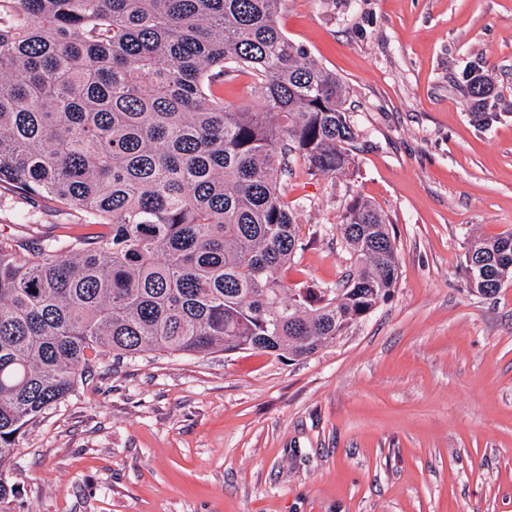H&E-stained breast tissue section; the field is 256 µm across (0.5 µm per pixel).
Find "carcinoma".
<instances>
[{
	"label": "carcinoma",
	"mask_w": 512,
	"mask_h": 512,
	"mask_svg": "<svg viewBox=\"0 0 512 512\" xmlns=\"http://www.w3.org/2000/svg\"><path fill=\"white\" fill-rule=\"evenodd\" d=\"M283 0H0V185L80 214L78 235L0 237V512L27 427L100 356L255 349L308 357L395 288L389 219L352 197L339 288L287 287L303 248L288 176L355 165L346 89L280 28ZM251 76L260 108L224 102ZM460 88L485 127L494 88ZM100 226L99 232L89 228ZM512 233L472 243L483 295Z\"/></svg>",
	"instance_id": "cac0c4a2"
}]
</instances>
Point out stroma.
Masks as SVG:
<instances>
[{
  "mask_svg": "<svg viewBox=\"0 0 512 512\" xmlns=\"http://www.w3.org/2000/svg\"><path fill=\"white\" fill-rule=\"evenodd\" d=\"M280 26L347 90L355 165L296 166L291 288L338 283L346 201L390 221L392 295L308 357L105 356L20 441L12 512H512V282L465 253L512 231V0H285ZM489 75L471 119L454 77ZM76 214L0 188V236ZM460 88L474 104L473 119L483 127L497 118L496 113L488 111V99L494 94V88L487 78L480 72V68L473 66L465 68L462 72ZM512 242V233L501 234L497 237L479 240L472 243L465 254V270L469 284L472 288L483 295L495 294L503 284L511 282L512 267L507 270L508 264L504 265L498 260V255L505 243ZM480 258L485 263V282L479 279L469 263V256Z\"/></svg>",
  "mask_w": 512,
  "mask_h": 512,
  "instance_id": "stroma-1",
  "label": "stroma"
}]
</instances>
